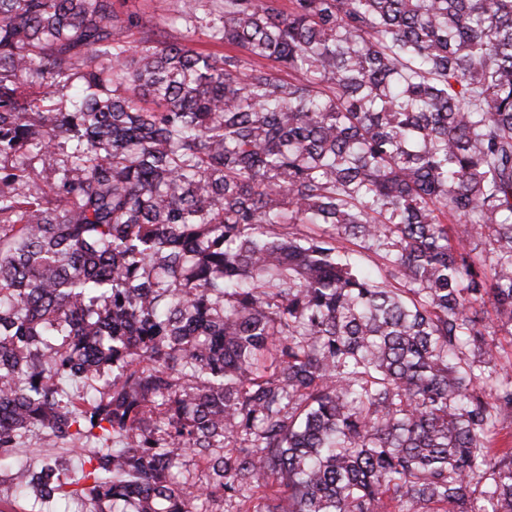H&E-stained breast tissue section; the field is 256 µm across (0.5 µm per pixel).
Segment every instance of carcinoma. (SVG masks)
<instances>
[{
  "mask_svg": "<svg viewBox=\"0 0 512 512\" xmlns=\"http://www.w3.org/2000/svg\"><path fill=\"white\" fill-rule=\"evenodd\" d=\"M189 21L229 52L116 0H0V462L81 458L0 485L63 512H512V0ZM121 11L136 13L148 22L154 32V38L158 40H179L191 39L189 44L199 51L223 55L227 52L224 46L214 45L208 41L200 31L195 35H189L182 28L178 30L169 27V19L177 14L181 8L182 0H118Z\"/></svg>",
  "mask_w": 512,
  "mask_h": 512,
  "instance_id": "obj_1",
  "label": "carcinoma"
}]
</instances>
